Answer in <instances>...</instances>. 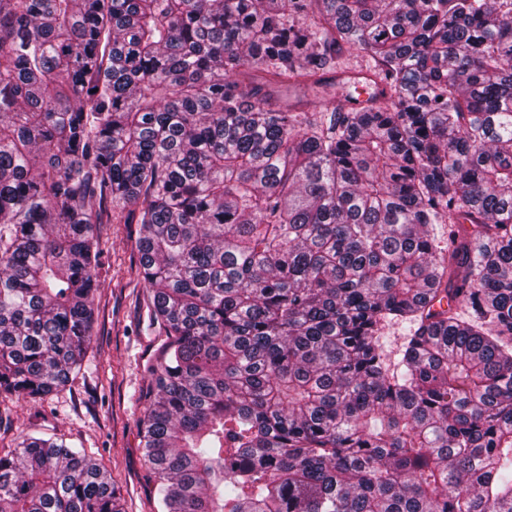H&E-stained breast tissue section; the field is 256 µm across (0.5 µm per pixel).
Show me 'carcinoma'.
<instances>
[{
	"label": "carcinoma",
	"instance_id": "carcinoma-1",
	"mask_svg": "<svg viewBox=\"0 0 512 512\" xmlns=\"http://www.w3.org/2000/svg\"><path fill=\"white\" fill-rule=\"evenodd\" d=\"M345 48L383 99L263 93ZM114 204L164 512H512V0H0L1 393L80 372ZM118 501L51 437L0 454V512ZM312 94L310 91H307L303 88H295L292 90H288L287 93L274 92L273 93V103H279L284 97H288V108L299 115L301 118L303 117H317L319 114H313L317 112H321V107H314L310 104V99L312 98ZM410 324L407 322H392L386 324L381 331V342L384 352L391 362L400 358L403 344L409 335Z\"/></svg>",
	"mask_w": 512,
	"mask_h": 512
}]
</instances>
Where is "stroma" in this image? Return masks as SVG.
Segmentation results:
<instances>
[{
	"mask_svg": "<svg viewBox=\"0 0 512 512\" xmlns=\"http://www.w3.org/2000/svg\"><path fill=\"white\" fill-rule=\"evenodd\" d=\"M138 230L119 221L99 225L103 269L84 369L41 399L0 394V452L28 437L55 436L111 475L122 512H163L140 427L148 404V369L160 361L166 338L149 317Z\"/></svg>",
	"mask_w": 512,
	"mask_h": 512,
	"instance_id": "1",
	"label": "stroma"
}]
</instances>
